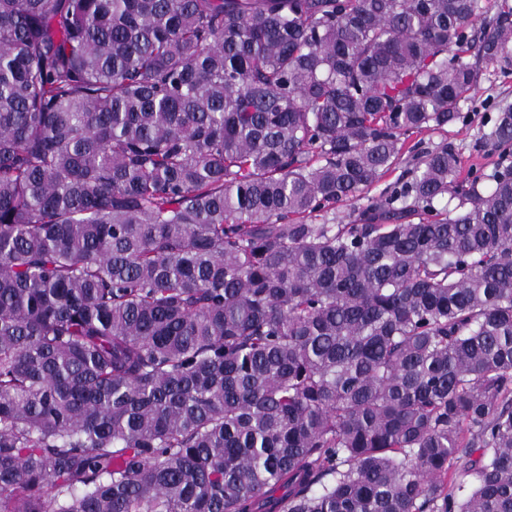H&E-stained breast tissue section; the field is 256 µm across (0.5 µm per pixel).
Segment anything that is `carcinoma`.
Listing matches in <instances>:
<instances>
[{"mask_svg": "<svg viewBox=\"0 0 512 512\" xmlns=\"http://www.w3.org/2000/svg\"><path fill=\"white\" fill-rule=\"evenodd\" d=\"M484 62L512 0H0V512H512V107L371 195Z\"/></svg>", "mask_w": 512, "mask_h": 512, "instance_id": "obj_1", "label": "carcinoma"}]
</instances>
